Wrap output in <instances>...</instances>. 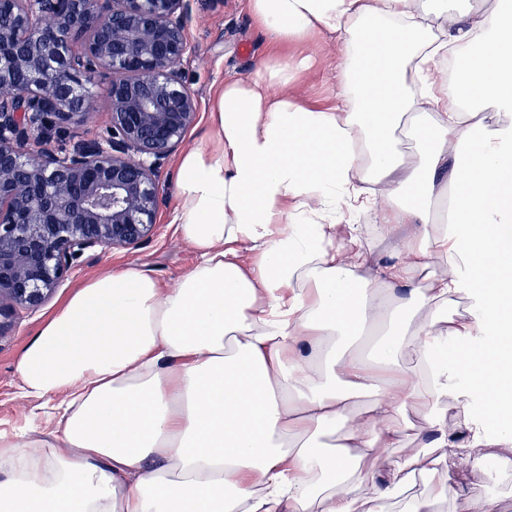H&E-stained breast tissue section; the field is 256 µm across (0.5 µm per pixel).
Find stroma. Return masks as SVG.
Instances as JSON below:
<instances>
[{
    "label": "stroma",
    "mask_w": 512,
    "mask_h": 512,
    "mask_svg": "<svg viewBox=\"0 0 512 512\" xmlns=\"http://www.w3.org/2000/svg\"><path fill=\"white\" fill-rule=\"evenodd\" d=\"M196 52L182 63L185 80L198 101L199 116L188 131L184 145L208 149L213 145L211 112L215 94L224 81L250 74L263 58L277 55L297 58L314 54L315 65L297 76V83L309 102L332 103L336 88V58L331 43L313 49L304 43H273L253 20L247 0H200V10L188 31ZM178 156H171L160 171L162 203L158 223L150 240L135 249L104 248L83 258L57 288L52 299L34 310L19 311L9 336L0 340V430L37 434L53 428L48 411L25 397L18 388L16 364L32 335L59 308L61 303L87 278L106 271L136 266L170 287L196 262L195 252L180 238L173 222L176 205L175 182ZM485 456L496 458L493 473L471 467L466 454H458L436 468L419 471L408 493H428L439 482L462 484L464 499L448 496L435 505V512H455L460 501H467L477 512L485 497H498L504 512H512V451L495 446Z\"/></svg>",
    "instance_id": "obj_1"
}]
</instances>
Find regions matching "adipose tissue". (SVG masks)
Here are the masks:
<instances>
[{"label":"adipose tissue","mask_w":512,"mask_h":512,"mask_svg":"<svg viewBox=\"0 0 512 512\" xmlns=\"http://www.w3.org/2000/svg\"><path fill=\"white\" fill-rule=\"evenodd\" d=\"M248 9L276 42L335 43V100L296 93L305 57L219 89L215 145L177 173L195 265L170 288L98 274L26 345L56 429L0 432V512H385L418 455L374 464L410 405L431 447L512 445V0ZM372 185L402 236L378 265L342 222ZM447 398L490 421L449 424Z\"/></svg>","instance_id":"1"}]
</instances>
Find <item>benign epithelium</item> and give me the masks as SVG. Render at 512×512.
Returning a JSON list of instances; mask_svg holds the SVG:
<instances>
[{
	"instance_id": "obj_1",
	"label": "benign epithelium",
	"mask_w": 512,
	"mask_h": 512,
	"mask_svg": "<svg viewBox=\"0 0 512 512\" xmlns=\"http://www.w3.org/2000/svg\"><path fill=\"white\" fill-rule=\"evenodd\" d=\"M196 3L0 0V339L87 254L152 235L160 169L197 119L180 68ZM97 88L104 137L83 134Z\"/></svg>"
}]
</instances>
